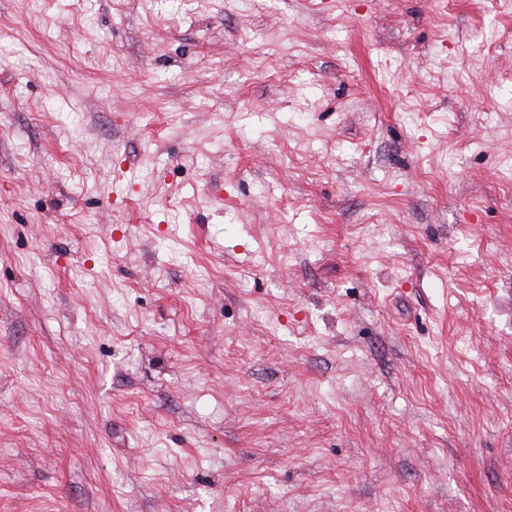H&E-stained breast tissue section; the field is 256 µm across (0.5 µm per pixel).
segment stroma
Here are the masks:
<instances>
[{
  "instance_id": "1",
  "label": "stroma",
  "mask_w": 512,
  "mask_h": 512,
  "mask_svg": "<svg viewBox=\"0 0 512 512\" xmlns=\"http://www.w3.org/2000/svg\"><path fill=\"white\" fill-rule=\"evenodd\" d=\"M0 512H512V4L0 0Z\"/></svg>"
}]
</instances>
